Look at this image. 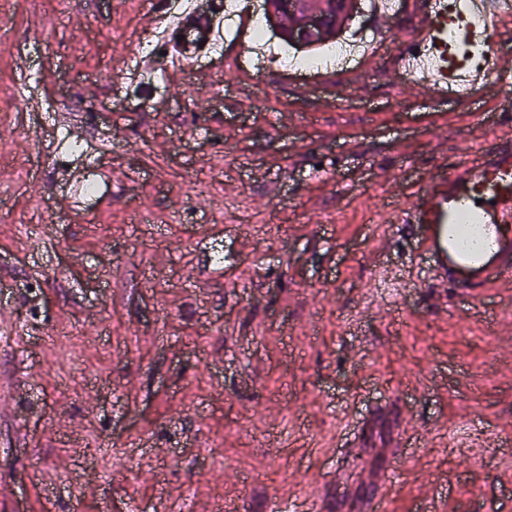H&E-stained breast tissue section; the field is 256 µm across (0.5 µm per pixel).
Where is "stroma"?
I'll return each mask as SVG.
<instances>
[{
  "mask_svg": "<svg viewBox=\"0 0 512 512\" xmlns=\"http://www.w3.org/2000/svg\"><path fill=\"white\" fill-rule=\"evenodd\" d=\"M244 2L166 79L153 0H0V88L32 102L0 103V512H371L394 471L391 512H512V332L436 288L396 210L497 135L512 81L439 125L399 73L252 46ZM469 419L487 439L451 452Z\"/></svg>",
  "mask_w": 512,
  "mask_h": 512,
  "instance_id": "35a3bbf8",
  "label": "stroma"
}]
</instances>
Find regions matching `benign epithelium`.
I'll return each instance as SVG.
<instances>
[{
	"label": "benign epithelium",
	"instance_id": "obj_1",
	"mask_svg": "<svg viewBox=\"0 0 512 512\" xmlns=\"http://www.w3.org/2000/svg\"><path fill=\"white\" fill-rule=\"evenodd\" d=\"M359 0H265L266 24L298 49L334 38L358 13Z\"/></svg>",
	"mask_w": 512,
	"mask_h": 512
}]
</instances>
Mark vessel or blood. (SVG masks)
Here are the masks:
<instances>
[{"label": "vessel or blood", "instance_id": "obj_1", "mask_svg": "<svg viewBox=\"0 0 512 512\" xmlns=\"http://www.w3.org/2000/svg\"><path fill=\"white\" fill-rule=\"evenodd\" d=\"M512 20V0H416L413 20L372 71L404 73L430 100L479 102L491 82L509 75L504 54L475 32ZM224 4L188 8L168 25L166 47L177 67L213 48L223 33ZM420 227V248L449 296L473 300L512 295V144L486 143L432 180L402 211Z\"/></svg>", "mask_w": 512, "mask_h": 512}]
</instances>
